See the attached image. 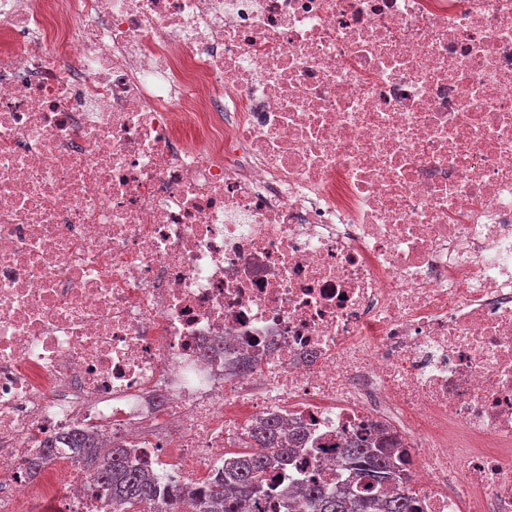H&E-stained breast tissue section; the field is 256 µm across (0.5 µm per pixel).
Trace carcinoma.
<instances>
[{
  "mask_svg": "<svg viewBox=\"0 0 512 512\" xmlns=\"http://www.w3.org/2000/svg\"><path fill=\"white\" fill-rule=\"evenodd\" d=\"M298 430L286 435L275 418L261 419L240 436L242 450L224 454V474L188 492H172L160 481L129 463L121 448L103 453L94 437L80 431L66 436L91 485L112 512H141L145 504L163 502L164 512H241L250 502L258 512L272 497L273 485L265 478L275 467L288 464L303 447ZM341 458L352 464L354 486L336 491L313 481L297 491L306 512H416L411 488L401 485L391 495L381 489L398 482V466L382 444L346 438Z\"/></svg>",
  "mask_w": 512,
  "mask_h": 512,
  "instance_id": "obj_1",
  "label": "carcinoma"
}]
</instances>
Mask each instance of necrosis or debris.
I'll return each instance as SVG.
<instances>
[{"label":"necrosis or debris","mask_w":512,"mask_h":512,"mask_svg":"<svg viewBox=\"0 0 512 512\" xmlns=\"http://www.w3.org/2000/svg\"><path fill=\"white\" fill-rule=\"evenodd\" d=\"M273 416L266 512L347 437L512 512V0H0V512H110L70 430L197 487Z\"/></svg>","instance_id":"necrosis-or-debris-1"}]
</instances>
